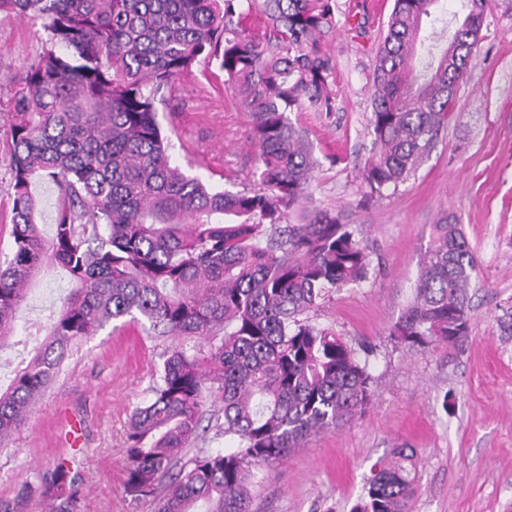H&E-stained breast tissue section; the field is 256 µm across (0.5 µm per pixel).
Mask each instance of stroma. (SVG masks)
<instances>
[{
  "instance_id": "stroma-1",
  "label": "stroma",
  "mask_w": 512,
  "mask_h": 512,
  "mask_svg": "<svg viewBox=\"0 0 512 512\" xmlns=\"http://www.w3.org/2000/svg\"><path fill=\"white\" fill-rule=\"evenodd\" d=\"M336 110L291 112L319 161L318 208L343 215L372 258L367 281L330 292L308 320L350 346L368 347L371 403L343 425L309 436L258 476L253 512H356L369 480L397 448L416 451L412 512H512V0H487L481 41L459 84L437 143L397 188L364 196L361 169L372 149L369 86L394 0H337ZM367 19L354 37L355 14ZM39 27L0 17V125L14 112L13 84L41 49ZM158 118L180 165L220 189L256 188L251 118L233 101L217 68L195 67L177 81ZM460 224L472 249L470 334L455 349L412 348L391 329L410 304L435 244L434 227ZM71 284L60 271L31 286L15 333L0 350V385L43 341ZM173 340L128 319L74 346L27 423L0 443V503L44 512L20 486L59 463L78 476L82 512H154L156 502L125 497L126 433L151 397Z\"/></svg>"
}]
</instances>
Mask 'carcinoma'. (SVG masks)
I'll list each match as a JSON object with an SVG mask.
<instances>
[{"label": "carcinoma", "mask_w": 512, "mask_h": 512, "mask_svg": "<svg viewBox=\"0 0 512 512\" xmlns=\"http://www.w3.org/2000/svg\"><path fill=\"white\" fill-rule=\"evenodd\" d=\"M439 0H394L375 53L369 193L418 168L453 111L477 48L485 0H464L444 45L424 48ZM40 26L41 52L15 83L9 147L13 243L0 264V344L14 335L27 285L45 269L75 284L41 347L0 389V441L59 374L73 346L113 321L142 320L193 336L165 353L152 398L126 435L122 494L160 497L157 512H250L256 471L307 437L362 413L368 364L335 334L299 316L326 293L369 278L372 260L342 217L288 223L312 202L317 165L288 113L336 111V60L327 41L336 0H0V15ZM224 72L249 113L259 188L216 190L172 160L157 103L198 64ZM40 182L56 190L52 237L39 220ZM413 301L391 335L456 348L469 333L475 260L460 225L437 224ZM221 403L229 453L181 463L199 437L206 395ZM381 468L358 512H409L418 484L411 448ZM48 512H80L77 477L63 463L25 485Z\"/></svg>", "instance_id": "1"}]
</instances>
